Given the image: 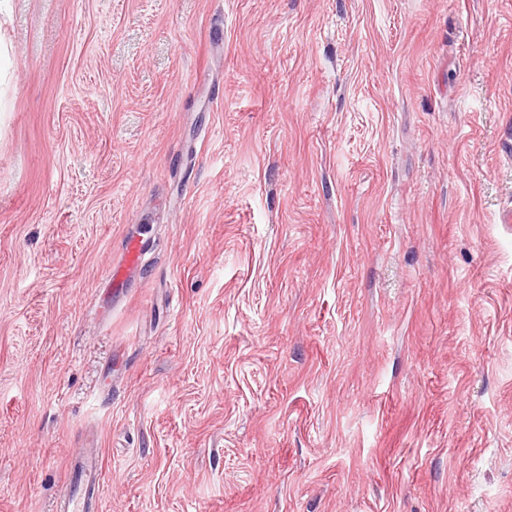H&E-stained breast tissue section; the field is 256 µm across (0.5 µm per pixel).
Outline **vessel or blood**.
Listing matches in <instances>:
<instances>
[{
	"label": "vessel or blood",
	"mask_w": 512,
	"mask_h": 512,
	"mask_svg": "<svg viewBox=\"0 0 512 512\" xmlns=\"http://www.w3.org/2000/svg\"><path fill=\"white\" fill-rule=\"evenodd\" d=\"M145 242L130 238L121 263L112 266L106 274L108 287L118 289L139 266ZM104 483V459L101 448L83 449L66 484L56 499V512H90L93 504L101 502Z\"/></svg>",
	"instance_id": "b4317fda"
}]
</instances>
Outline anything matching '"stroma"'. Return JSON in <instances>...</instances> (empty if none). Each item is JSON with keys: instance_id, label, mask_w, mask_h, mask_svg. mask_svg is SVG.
<instances>
[{"instance_id": "1", "label": "stroma", "mask_w": 512, "mask_h": 512, "mask_svg": "<svg viewBox=\"0 0 512 512\" xmlns=\"http://www.w3.org/2000/svg\"><path fill=\"white\" fill-rule=\"evenodd\" d=\"M507 137L512 0H0V512H512ZM144 239L131 237L126 244L125 252L121 263L112 266L105 278L108 288H122L125 281L138 267L144 249ZM104 483V459L101 448H83L66 484L56 499L57 512H88L101 502Z\"/></svg>"}]
</instances>
